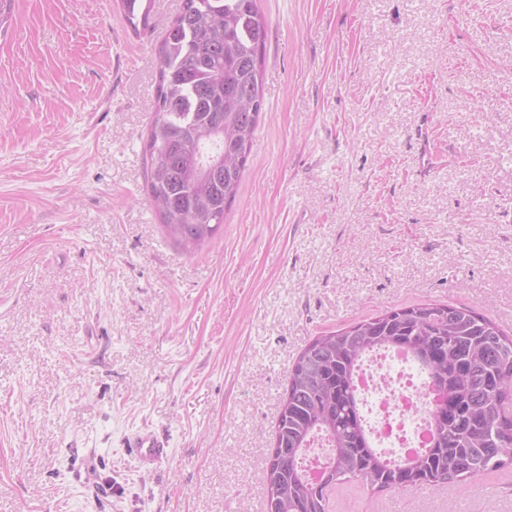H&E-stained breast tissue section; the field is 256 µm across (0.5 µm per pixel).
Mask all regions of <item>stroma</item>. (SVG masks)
I'll use <instances>...</instances> for the list:
<instances>
[{
	"instance_id": "35a3bbf8",
	"label": "stroma",
	"mask_w": 512,
	"mask_h": 512,
	"mask_svg": "<svg viewBox=\"0 0 512 512\" xmlns=\"http://www.w3.org/2000/svg\"><path fill=\"white\" fill-rule=\"evenodd\" d=\"M118 0H13L0 34V512H265L288 374L423 301L512 333V0H258L264 110L219 234L145 187L159 50ZM150 427L169 453L124 446ZM512 512V472L330 512ZM126 448H130L140 466L147 471L166 455L164 443L149 428H141L131 434L126 440Z\"/></svg>"
}]
</instances>
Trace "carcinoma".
I'll return each mask as SVG.
<instances>
[{
  "label": "carcinoma",
  "instance_id": "carcinoma-1",
  "mask_svg": "<svg viewBox=\"0 0 512 512\" xmlns=\"http://www.w3.org/2000/svg\"><path fill=\"white\" fill-rule=\"evenodd\" d=\"M267 26L257 0H182L160 51L153 120L144 145L147 191L170 240L212 239L234 203L261 110ZM222 154L232 165L207 169ZM404 352L447 397L429 408L426 447L390 457L375 447L357 379L371 352ZM267 456L265 499L275 512H329L306 464L327 442L322 471L375 492L477 483L512 467V336L473 308L420 302L314 337L288 376Z\"/></svg>",
  "mask_w": 512,
  "mask_h": 512
}]
</instances>
